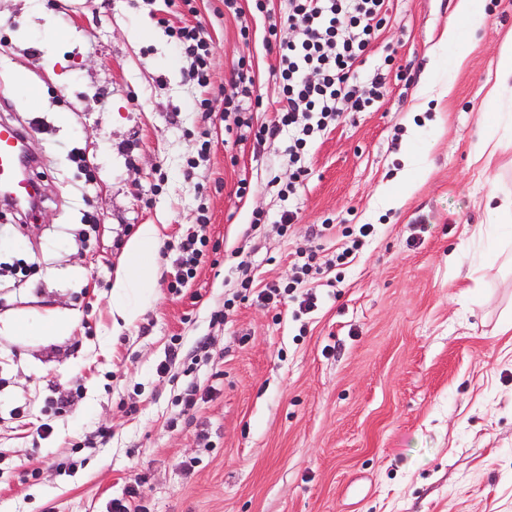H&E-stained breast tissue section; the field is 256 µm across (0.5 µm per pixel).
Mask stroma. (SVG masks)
<instances>
[{"label":"stroma","mask_w":512,"mask_h":512,"mask_svg":"<svg viewBox=\"0 0 512 512\" xmlns=\"http://www.w3.org/2000/svg\"><path fill=\"white\" fill-rule=\"evenodd\" d=\"M455 4L387 0L363 66H390L383 99L309 144L286 200L284 141L257 152L224 122L242 59L263 99L255 122L273 118L263 36L286 0L263 14L239 0L238 16L224 0H0V121L35 126L45 191L29 219L0 206V263L40 267L0 277V512H106L131 485L145 512H512V268L489 257L512 228L483 204L512 192V126L489 170L474 161L499 111L487 81L512 0H476L465 41L443 45ZM194 18L211 44L204 89L166 32ZM75 146L94 181L69 161ZM88 210L102 222L84 243ZM256 210L268 221L254 228ZM143 224L160 232L154 300L118 325L112 283ZM360 224L373 235L319 279L311 311L236 298L240 260L258 286L284 285L302 254L335 258ZM199 230L219 264L173 293L177 244ZM61 314L77 319L63 336L5 329ZM175 341L182 358L159 373ZM191 381L201 400L187 411ZM101 427L111 438L92 441Z\"/></svg>","instance_id":"stroma-1"}]
</instances>
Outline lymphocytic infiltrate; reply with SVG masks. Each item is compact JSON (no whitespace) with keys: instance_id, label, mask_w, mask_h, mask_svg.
<instances>
[{"instance_id":"f902f5d3","label":"lymphocytic infiltrate","mask_w":512,"mask_h":512,"mask_svg":"<svg viewBox=\"0 0 512 512\" xmlns=\"http://www.w3.org/2000/svg\"><path fill=\"white\" fill-rule=\"evenodd\" d=\"M385 21L386 0H288L282 24H270L265 38L268 50L278 59L279 107L270 121L253 123L251 109L261 106L262 100L254 95L248 70H239L238 88L226 111L254 146L287 136L286 151L293 166L289 188H296L306 173L304 155L312 137L336 124L344 108L360 112L381 98L387 72L376 70L367 80L361 66L366 48ZM283 25L294 31V39L280 36ZM169 34L190 61V80L207 87L209 48L201 25L173 26ZM207 244L202 234L181 239L171 291L196 279L207 256Z\"/></svg>"}]
</instances>
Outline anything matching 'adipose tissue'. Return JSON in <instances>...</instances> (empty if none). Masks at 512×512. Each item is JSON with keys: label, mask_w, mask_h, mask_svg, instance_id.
Wrapping results in <instances>:
<instances>
[{"label": "adipose tissue", "mask_w": 512, "mask_h": 512, "mask_svg": "<svg viewBox=\"0 0 512 512\" xmlns=\"http://www.w3.org/2000/svg\"><path fill=\"white\" fill-rule=\"evenodd\" d=\"M159 231L143 224L130 242L112 289V308L123 320H135L151 301L158 275Z\"/></svg>", "instance_id": "1"}]
</instances>
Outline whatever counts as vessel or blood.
Returning <instances> with one entry per match:
<instances>
[{"label": "vessel or blood", "instance_id": "1", "mask_svg": "<svg viewBox=\"0 0 512 512\" xmlns=\"http://www.w3.org/2000/svg\"><path fill=\"white\" fill-rule=\"evenodd\" d=\"M31 128L0 123V205L33 213L39 207V160L30 152Z\"/></svg>", "mask_w": 512, "mask_h": 512}]
</instances>
